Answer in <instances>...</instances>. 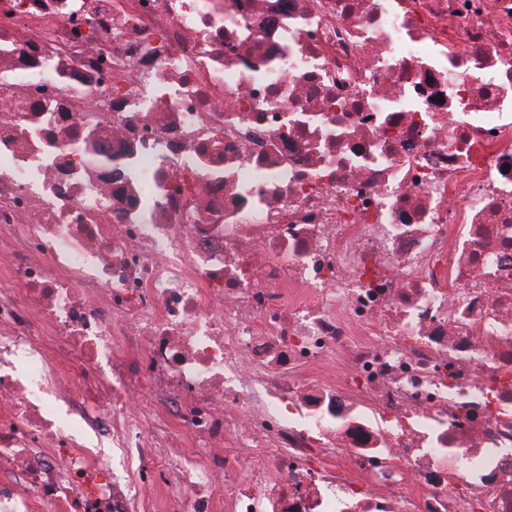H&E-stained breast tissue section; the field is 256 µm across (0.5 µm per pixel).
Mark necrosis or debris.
I'll return each instance as SVG.
<instances>
[{
  "instance_id": "obj_1",
  "label": "necrosis or debris",
  "mask_w": 512,
  "mask_h": 512,
  "mask_svg": "<svg viewBox=\"0 0 512 512\" xmlns=\"http://www.w3.org/2000/svg\"><path fill=\"white\" fill-rule=\"evenodd\" d=\"M512 512V0H0V512Z\"/></svg>"
}]
</instances>
